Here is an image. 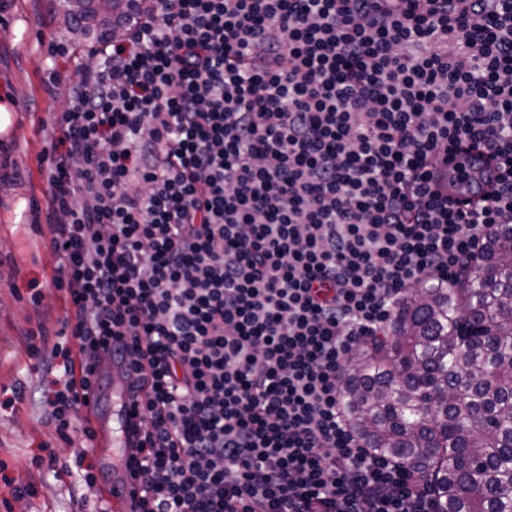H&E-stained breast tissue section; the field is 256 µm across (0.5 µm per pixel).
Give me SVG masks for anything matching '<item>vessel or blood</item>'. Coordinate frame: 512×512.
<instances>
[{"mask_svg":"<svg viewBox=\"0 0 512 512\" xmlns=\"http://www.w3.org/2000/svg\"><path fill=\"white\" fill-rule=\"evenodd\" d=\"M90 408L94 448L101 458L104 495L111 512H143L141 487L132 475L140 457V436L133 415L128 369L120 359H113L110 372L99 376Z\"/></svg>","mask_w":512,"mask_h":512,"instance_id":"vessel-or-blood-1","label":"vessel or blood"}]
</instances>
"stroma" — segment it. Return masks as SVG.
Segmentation results:
<instances>
[{
  "label": "stroma",
  "mask_w": 512,
  "mask_h": 512,
  "mask_svg": "<svg viewBox=\"0 0 512 512\" xmlns=\"http://www.w3.org/2000/svg\"><path fill=\"white\" fill-rule=\"evenodd\" d=\"M74 45L63 21L59 0H0V102L12 104L10 123L0 131V148L8 154V176L0 181V387H21L25 400L0 410V462L10 475L38 486L33 498H15L0 484V512H99L100 494L88 490L76 475L51 471L38 462L42 446L59 457L72 456L82 439L58 436L48 425L40 397L44 380L33 371L23 329H36V308L48 310L41 327L49 338L62 329L60 291L51 283L59 257L48 240V206L42 172L54 121L66 107L67 88L47 91L48 71H59L65 82L74 76L72 57H49L51 41ZM42 290L32 301L30 283Z\"/></svg>",
  "instance_id": "stroma-1"
}]
</instances>
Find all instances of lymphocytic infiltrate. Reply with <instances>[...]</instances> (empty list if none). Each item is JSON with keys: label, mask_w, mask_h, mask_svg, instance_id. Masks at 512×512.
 <instances>
[{"label": "lymphocytic infiltrate", "mask_w": 512, "mask_h": 512, "mask_svg": "<svg viewBox=\"0 0 512 512\" xmlns=\"http://www.w3.org/2000/svg\"><path fill=\"white\" fill-rule=\"evenodd\" d=\"M64 332H29L63 472L125 342L145 512H438L342 386L512 224V0H134L44 150ZM69 338V339H70Z\"/></svg>", "instance_id": "1"}]
</instances>
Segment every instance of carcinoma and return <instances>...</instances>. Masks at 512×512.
Returning a JSON list of instances; mask_svg holds the SVG:
<instances>
[{
	"label": "carcinoma",
	"mask_w": 512,
	"mask_h": 512,
	"mask_svg": "<svg viewBox=\"0 0 512 512\" xmlns=\"http://www.w3.org/2000/svg\"><path fill=\"white\" fill-rule=\"evenodd\" d=\"M85 38L126 0H63ZM346 419L376 454L407 460L441 512H512V232L492 231L454 288L411 293L349 366Z\"/></svg>",
	"instance_id": "carcinoma-1"
}]
</instances>
